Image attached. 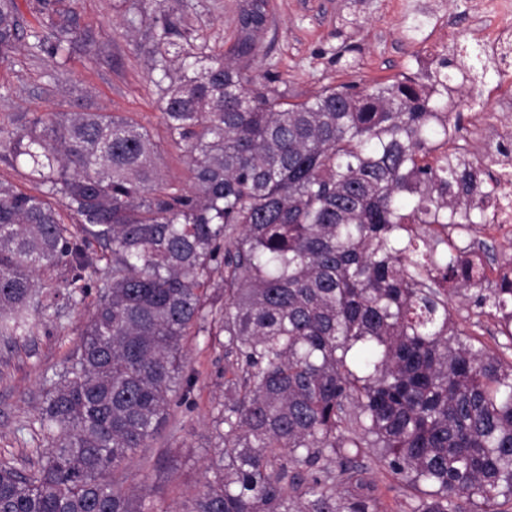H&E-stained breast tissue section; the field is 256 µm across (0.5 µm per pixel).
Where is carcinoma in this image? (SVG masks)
<instances>
[{"mask_svg":"<svg viewBox=\"0 0 512 512\" xmlns=\"http://www.w3.org/2000/svg\"><path fill=\"white\" fill-rule=\"evenodd\" d=\"M267 24V0H247L216 53L179 43L155 2L147 56L186 189L163 187L145 127L108 112L0 128L39 185L0 181V338L58 316L42 277L73 306L96 290L75 353L43 377L45 450L28 471L0 460V512H155L107 476L193 391V332L224 351V404L208 476L175 512H379L373 464L408 492L404 512L512 504V364L448 313L471 296L512 350V281L484 287L452 238L486 223L492 189L464 153L435 155L465 66L287 107L279 78L248 74ZM53 28L31 48L62 58L79 35L65 13ZM19 37L16 0H0V52Z\"/></svg>","mask_w":512,"mask_h":512,"instance_id":"1","label":"carcinoma"}]
</instances>
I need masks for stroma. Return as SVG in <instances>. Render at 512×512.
Wrapping results in <instances>:
<instances>
[{"instance_id":"1","label":"stroma","mask_w":512,"mask_h":512,"mask_svg":"<svg viewBox=\"0 0 512 512\" xmlns=\"http://www.w3.org/2000/svg\"><path fill=\"white\" fill-rule=\"evenodd\" d=\"M474 0H269L268 29L251 69L288 84L289 102L326 86L416 76L427 51L442 48L449 30L467 35ZM23 37L0 59V127L13 129L33 113L109 112L145 126L160 146L159 167L170 183L188 177L185 157L169 138L145 50L152 0L129 16L125 0H16ZM241 0H166L164 7L192 42L227 48ZM72 12L80 39L65 67L30 47L31 30L48 33L57 12ZM454 321L487 352L512 363L495 320L476 317L469 302L449 306ZM92 300L62 305L60 316L30 335L0 340V457L25 466L36 460L42 379L75 351ZM186 373L196 385L174 396L166 424L119 471L124 488L142 490L161 512L181 506L204 480L212 453L215 407L224 401V359L206 334L188 337Z\"/></svg>"}]
</instances>
